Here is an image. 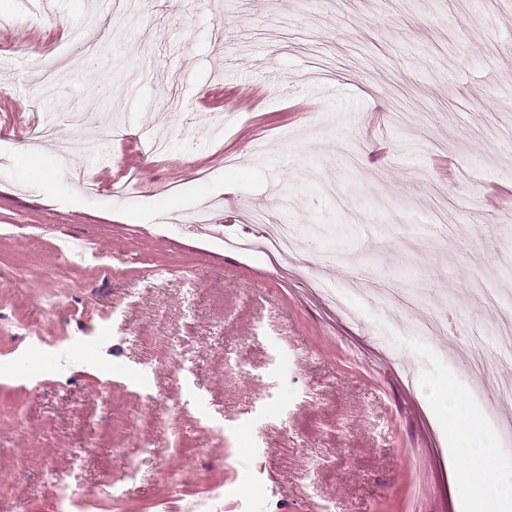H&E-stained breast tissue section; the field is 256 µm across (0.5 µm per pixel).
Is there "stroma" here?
Instances as JSON below:
<instances>
[{
	"mask_svg": "<svg viewBox=\"0 0 512 512\" xmlns=\"http://www.w3.org/2000/svg\"><path fill=\"white\" fill-rule=\"evenodd\" d=\"M20 7L0 0V512H470L453 391L512 487V0ZM86 41L54 85L29 66ZM258 212L298 253L225 246ZM364 269L390 293L350 317L329 290Z\"/></svg>",
	"mask_w": 512,
	"mask_h": 512,
	"instance_id": "35a3bbf8",
	"label": "stroma"
}]
</instances>
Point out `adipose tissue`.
<instances>
[{"label":"adipose tissue","mask_w":512,"mask_h":512,"mask_svg":"<svg viewBox=\"0 0 512 512\" xmlns=\"http://www.w3.org/2000/svg\"><path fill=\"white\" fill-rule=\"evenodd\" d=\"M448 431L457 440L462 461L452 474L453 486L463 495L479 500L485 487L494 482L495 473L491 463L479 455L471 446L475 434L472 422L452 413L448 416Z\"/></svg>","instance_id":"obj_1"}]
</instances>
